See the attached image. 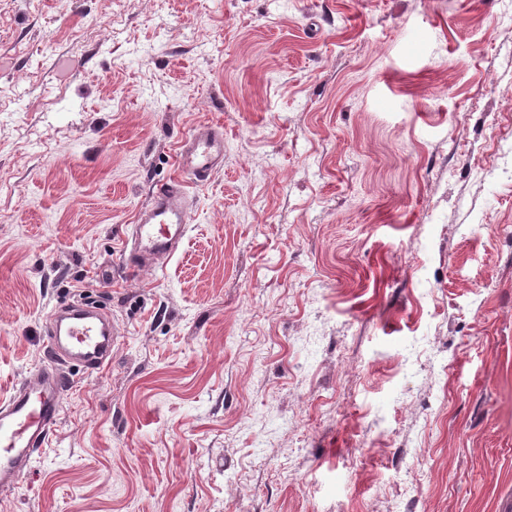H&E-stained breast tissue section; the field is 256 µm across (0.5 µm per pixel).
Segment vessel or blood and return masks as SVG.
<instances>
[{"label": "vessel or blood", "instance_id": "vessel-or-blood-1", "mask_svg": "<svg viewBox=\"0 0 512 512\" xmlns=\"http://www.w3.org/2000/svg\"><path fill=\"white\" fill-rule=\"evenodd\" d=\"M224 161V129L202 123L182 140L177 175L153 186L149 203L137 213L123 272L134 275L171 258L188 231L192 183L207 181ZM46 347L56 367L24 377L0 402V491L13 489L31 456L43 448L59 420L67 387L63 365L77 362L95 371L111 361L118 343L111 319L92 305L54 309L46 326Z\"/></svg>", "mask_w": 512, "mask_h": 512}]
</instances>
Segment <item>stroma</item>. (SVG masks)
Here are the masks:
<instances>
[{"label":"stroma","mask_w":512,"mask_h":512,"mask_svg":"<svg viewBox=\"0 0 512 512\" xmlns=\"http://www.w3.org/2000/svg\"><path fill=\"white\" fill-rule=\"evenodd\" d=\"M84 303L0 512H512V0H0V399ZM224 161V129L202 123L182 140L177 175L155 184L149 203L137 213L123 274L134 275L171 258L188 231L191 183L207 181ZM46 347L58 367L24 377L7 401L0 402V491L13 489L31 456L43 448L59 420L67 387L62 368L78 362L87 371L112 360L118 343L115 324L93 305L54 309L46 326Z\"/></svg>","instance_id":"obj_1"}]
</instances>
